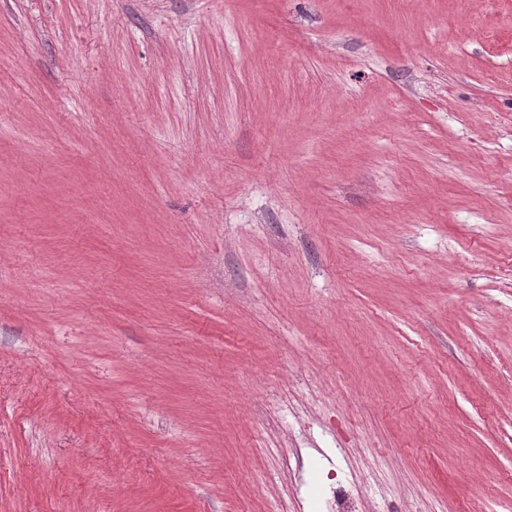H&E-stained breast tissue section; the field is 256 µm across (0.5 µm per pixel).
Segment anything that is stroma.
<instances>
[{
	"label": "stroma",
	"mask_w": 512,
	"mask_h": 512,
	"mask_svg": "<svg viewBox=\"0 0 512 512\" xmlns=\"http://www.w3.org/2000/svg\"><path fill=\"white\" fill-rule=\"evenodd\" d=\"M512 512V0H0V512Z\"/></svg>",
	"instance_id": "stroma-1"
}]
</instances>
